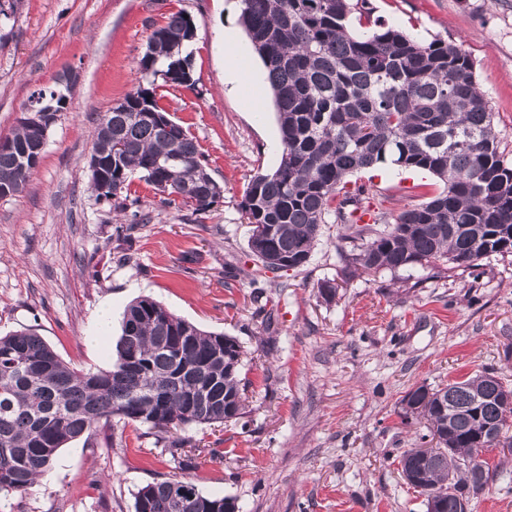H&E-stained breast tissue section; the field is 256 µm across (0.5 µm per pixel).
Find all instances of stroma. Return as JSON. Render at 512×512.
Returning <instances> with one entry per match:
<instances>
[{"mask_svg":"<svg viewBox=\"0 0 512 512\" xmlns=\"http://www.w3.org/2000/svg\"><path fill=\"white\" fill-rule=\"evenodd\" d=\"M369 2L387 27L463 46L512 159V0ZM176 12L196 26V86L158 93L223 194L196 216L160 207L151 186L132 180L127 198L151 219L127 238L130 211L97 200L87 160L104 113L136 90L152 31ZM239 13L238 0H0V138L34 91L55 87L65 71L79 74L25 191L0 199V335L34 329L65 362L95 371L107 367L121 334L113 322L89 345L98 307L111 302L119 315L151 297L203 330L236 337L244 351V416L180 432L202 449L188 474L199 491L233 498L238 512H426L398 460L423 447L427 429L402 421L400 400L486 368L512 379V256L484 259L474 274L437 277L427 266L351 273L336 251L346 227L327 224L304 267L259 271L241 201L254 176L277 168L282 146L265 69ZM235 45L247 53L260 113L224 83ZM353 180L389 222L441 187L393 165L385 177L364 170ZM326 280L338 287L330 302L318 293ZM258 285L271 316L255 310ZM486 457L497 472L469 512H512V456L495 448ZM178 474L153 430L118 422L61 448L48 476L27 495L1 498L0 512H134L142 486Z\"/></svg>","mask_w":512,"mask_h":512,"instance_id":"35a3bbf8","label":"stroma"}]
</instances>
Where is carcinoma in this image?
<instances>
[{
	"mask_svg": "<svg viewBox=\"0 0 512 512\" xmlns=\"http://www.w3.org/2000/svg\"><path fill=\"white\" fill-rule=\"evenodd\" d=\"M368 0H240L239 22L267 72L282 155L255 176L242 209L249 247L271 270L304 266L330 217L348 225L345 266L364 273L417 265L475 269L512 255V162L498 151L489 102L473 62L455 43L419 41L371 22ZM191 19L173 13L138 60L141 83L99 124L94 150L112 166L119 199L134 176L163 207L208 212L221 196L198 143L171 119L157 80L194 89ZM37 140L24 120L0 148V197L23 191L37 165L23 155ZM392 162L429 171L442 184L393 224L359 225L362 187L354 173ZM242 346L200 329L149 296L124 309L112 363L97 371L64 362L31 329L0 336V495L26 494L61 448L118 419L146 424L169 447L171 429L236 420L245 408ZM403 419H425L438 438L432 455L407 450L402 472L435 502V512H468L488 485L489 462L470 449L506 448L512 435V385L485 369L401 400ZM229 497L202 494L190 480L155 479L135 512H235Z\"/></svg>",
	"mask_w": 512,
	"mask_h": 512,
	"instance_id": "obj_1",
	"label": "carcinoma"
}]
</instances>
